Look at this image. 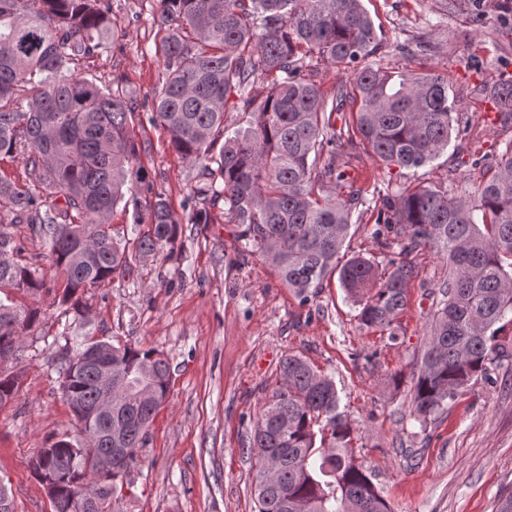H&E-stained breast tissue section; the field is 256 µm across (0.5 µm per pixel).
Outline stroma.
Segmentation results:
<instances>
[{"label": "stroma", "mask_w": 512, "mask_h": 512, "mask_svg": "<svg viewBox=\"0 0 512 512\" xmlns=\"http://www.w3.org/2000/svg\"><path fill=\"white\" fill-rule=\"evenodd\" d=\"M364 5L382 31L372 64L447 74L471 128L419 169L389 167L362 149L341 147L338 176L323 182L322 193L346 200L362 192L341 254L370 258L382 270L399 239L390 237L382 249L373 238L380 195L417 185L452 194L474 190L512 148V122L493 137L475 136L483 127L482 102L502 75H512V14L501 0H477L468 10L449 0ZM157 16L155 0H121L115 47L80 61L78 71L101 84L121 78L135 96L141 163L154 190L182 216L199 169L180 158L152 120L163 70L155 52ZM212 216L209 224L183 225L173 254L137 262L125 277L88 290L79 316L60 302L63 279L46 247L0 206V227L13 232L22 260L35 262L54 285L26 300L41 314L24 330L11 365L22 374L21 388L0 406V477L15 512H52L28 461L50 436L80 435L62 398L60 372L66 352L88 332L156 351L170 364L169 400L122 491L129 512H256L246 448L277 386L278 363L290 353L335 381L354 428L355 458L393 512H496L499 498L512 494V366H490L488 379L461 389L443 414L423 424L414 419V386L447 275L442 256L429 249L416 255L407 308L385 332L359 323L338 277L301 302L263 256L242 255L237 228L222 209Z\"/></svg>", "instance_id": "1"}]
</instances>
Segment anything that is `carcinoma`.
I'll list each match as a JSON object with an SVG mask.
<instances>
[{
	"label": "carcinoma",
	"instance_id": "carcinoma-1",
	"mask_svg": "<svg viewBox=\"0 0 512 512\" xmlns=\"http://www.w3.org/2000/svg\"><path fill=\"white\" fill-rule=\"evenodd\" d=\"M156 53L164 80L155 89L152 120L170 144L200 168L190 212L180 217L153 191L130 132L134 97L120 80L101 86L81 76L82 59L110 51L117 32L115 0H0V158L20 159L26 180L0 176V203L11 223L25 224L48 247L64 277L62 302L80 314L79 292L130 271L132 262L176 243L181 225L208 224L224 205L237 225L244 254L260 252L304 303L336 273L368 328L388 330L407 306L416 274L412 255L441 254L448 275L435 311L414 392L422 421L448 407L457 391L488 366L512 362V152L474 195L417 186L381 198L373 237L396 225L406 236L378 275L354 256L339 263L351 228L350 204L320 198L315 187L336 174L335 114L359 103L356 138L387 166L420 168L460 132L448 76L387 72L369 58L381 46L363 0H157ZM348 72L351 90L327 95L304 72L305 60ZM245 127L224 126L231 97ZM129 198L132 219L150 228L126 249L111 234L117 205ZM14 236L0 229V353L20 349L23 330L39 310L16 295L47 288ZM101 346L112 363V392L124 419L112 438L89 420L102 395L98 368L83 350ZM152 368L144 378L141 369ZM62 396L82 433L73 443L49 437L29 465L37 480L56 481L52 512H124L111 507L115 489L136 463L157 412L169 400L170 366L153 350L87 339L62 366ZM280 385L264 404L247 451L260 475L277 456V481H254L258 512H392L371 475L356 463L353 428L340 411L332 378L305 359L280 360ZM21 376L0 371V406L19 390ZM112 452V474L98 456Z\"/></svg>",
	"mask_w": 512,
	"mask_h": 512
}]
</instances>
